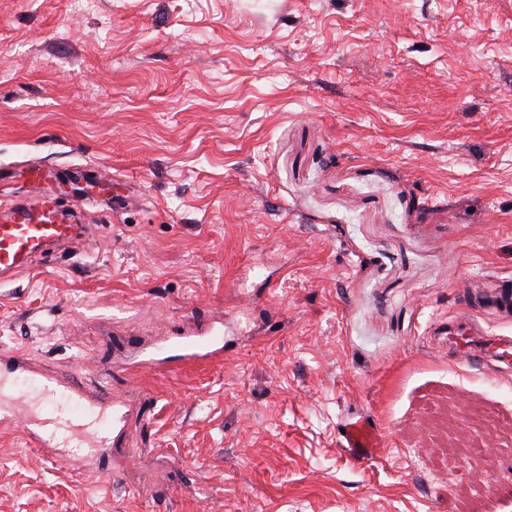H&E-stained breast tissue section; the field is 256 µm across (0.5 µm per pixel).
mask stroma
I'll return each mask as SVG.
<instances>
[{
    "label": "stroma",
    "mask_w": 512,
    "mask_h": 512,
    "mask_svg": "<svg viewBox=\"0 0 512 512\" xmlns=\"http://www.w3.org/2000/svg\"><path fill=\"white\" fill-rule=\"evenodd\" d=\"M40 160L127 206L0 282V349L128 417L104 470L0 429V512H512V378L430 336L512 277V0H0V218ZM212 331L213 327H208L200 332L175 336L179 339L177 346L181 350L175 366L171 365L168 357L157 358L158 354L142 362L157 369L174 370L185 364H202L221 359L224 356V336ZM345 430V433L341 432ZM340 447L347 450L360 463L371 461L380 447L377 428L365 418L345 421L340 426Z\"/></svg>",
    "instance_id": "obj_1"
}]
</instances>
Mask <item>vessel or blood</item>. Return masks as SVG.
<instances>
[{"instance_id": "obj_1", "label": "vessel or blood", "mask_w": 512, "mask_h": 512, "mask_svg": "<svg viewBox=\"0 0 512 512\" xmlns=\"http://www.w3.org/2000/svg\"><path fill=\"white\" fill-rule=\"evenodd\" d=\"M52 200L20 205L0 221V278L13 276L33 262L54 258L58 249L73 243L79 225L59 220ZM484 312L512 314V281L492 278ZM477 312L463 305L457 316L438 321L433 333L447 343L450 354L465 351L475 361L512 363V336L494 334L479 326ZM177 362L165 357L147 363L167 370L171 365L202 364L224 355V338L211 330L181 335ZM115 415L112 401L102 390L66 382L31 358L16 351L0 353V423L21 424L30 442L51 457L72 462L99 457L107 444V424ZM340 446L360 463L371 461L380 446L376 427L363 418L343 424Z\"/></svg>"}]
</instances>
